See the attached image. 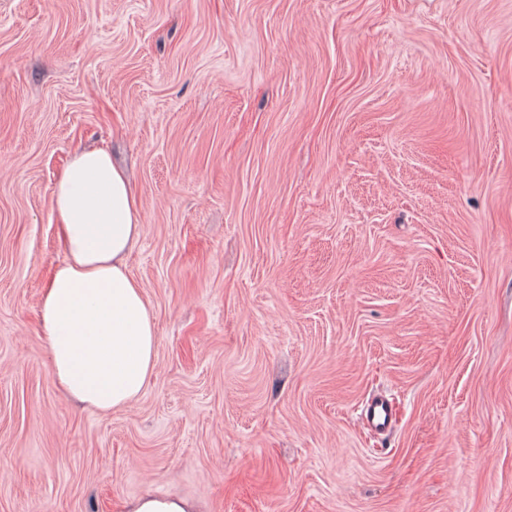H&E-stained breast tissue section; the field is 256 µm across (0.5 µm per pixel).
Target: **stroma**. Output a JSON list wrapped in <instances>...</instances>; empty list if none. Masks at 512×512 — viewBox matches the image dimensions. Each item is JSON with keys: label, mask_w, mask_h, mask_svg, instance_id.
<instances>
[{"label": "stroma", "mask_w": 512, "mask_h": 512, "mask_svg": "<svg viewBox=\"0 0 512 512\" xmlns=\"http://www.w3.org/2000/svg\"><path fill=\"white\" fill-rule=\"evenodd\" d=\"M101 143L157 335L108 414L39 329ZM145 495L512 512V0H0V512ZM361 416L378 432L390 431L394 425L393 406L385 399L373 397L368 400L363 406Z\"/></svg>", "instance_id": "stroma-1"}]
</instances>
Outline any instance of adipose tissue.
<instances>
[{"label": "adipose tissue", "instance_id": "1", "mask_svg": "<svg viewBox=\"0 0 512 512\" xmlns=\"http://www.w3.org/2000/svg\"><path fill=\"white\" fill-rule=\"evenodd\" d=\"M52 217L65 253L40 300L57 384L102 413L124 408L156 368L155 323L126 258L143 231L139 201L106 147L75 152Z\"/></svg>", "mask_w": 512, "mask_h": 512}]
</instances>
